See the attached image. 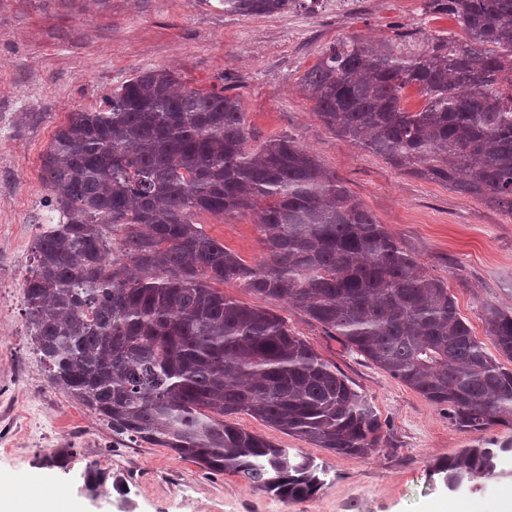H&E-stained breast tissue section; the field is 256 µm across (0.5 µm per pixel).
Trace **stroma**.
Segmentation results:
<instances>
[{
    "label": "stroma",
    "instance_id": "1",
    "mask_svg": "<svg viewBox=\"0 0 512 512\" xmlns=\"http://www.w3.org/2000/svg\"><path fill=\"white\" fill-rule=\"evenodd\" d=\"M359 35L398 55L437 39L464 38L423 0H316L274 17L226 13L222 0H0V487L15 480L64 497L72 512H443L512 496V458L488 479L448 490L437 462L471 446L497 448L512 429L463 432L439 407L346 351L280 300L236 283L225 295L288 320L323 358L375 404L383 441L367 457L339 456L262 425L236 421L328 471L312 498L285 503L241 478L210 473L167 448L119 437L98 416L49 386L25 318L23 281L33 240L53 214L44 202L41 158L69 113L92 111L136 71H174L187 87L240 95L250 147L288 135L313 152L429 274L444 280L488 353L485 306L512 311V217L447 185L396 168L327 128L298 79L337 41ZM205 232L246 263L263 249L254 218L203 216ZM69 448L67 468L43 465ZM95 466L105 482L85 488Z\"/></svg>",
    "mask_w": 512,
    "mask_h": 512
}]
</instances>
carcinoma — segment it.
I'll return each mask as SVG.
<instances>
[{
  "instance_id": "obj_1",
  "label": "carcinoma",
  "mask_w": 512,
  "mask_h": 512,
  "mask_svg": "<svg viewBox=\"0 0 512 512\" xmlns=\"http://www.w3.org/2000/svg\"><path fill=\"white\" fill-rule=\"evenodd\" d=\"M303 0H224L271 16ZM466 39L396 56L353 37L299 78L338 137L512 217V0H425ZM424 106L408 110V90ZM238 95L143 69L105 105L69 114L42 159L56 224L37 234L26 320L59 386L112 433L168 448L288 503L325 470L234 422L337 455L366 457L380 415L286 318L215 282L284 301L343 347L444 408L463 431L512 427V368L485 350L435 278L309 150L288 135L247 149ZM257 215L262 259L246 263L196 217ZM486 333L512 363V312ZM512 446L464 448L433 474L455 489L496 473Z\"/></svg>"
}]
</instances>
